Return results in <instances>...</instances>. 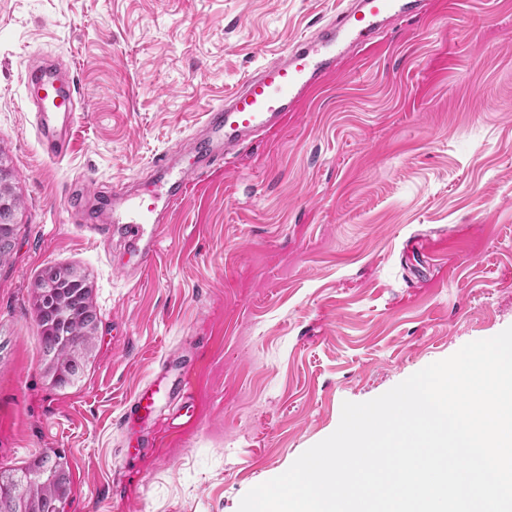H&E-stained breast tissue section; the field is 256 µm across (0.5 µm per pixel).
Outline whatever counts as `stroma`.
Returning <instances> with one entry per match:
<instances>
[{"mask_svg": "<svg viewBox=\"0 0 512 512\" xmlns=\"http://www.w3.org/2000/svg\"><path fill=\"white\" fill-rule=\"evenodd\" d=\"M338 7L0 0V156L22 201L0 262V471L64 453V512H238L344 402L512 326V0H426L391 23L191 186L146 270L125 272L113 188ZM39 55L77 85L58 161L25 95ZM79 189L97 228L67 209ZM63 265L89 279L98 325L59 387L36 283ZM144 389L155 405L123 419Z\"/></svg>", "mask_w": 512, "mask_h": 512, "instance_id": "obj_1", "label": "stroma"}]
</instances>
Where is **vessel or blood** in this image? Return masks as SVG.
<instances>
[{
	"instance_id": "1",
	"label": "vessel or blood",
	"mask_w": 512,
	"mask_h": 512,
	"mask_svg": "<svg viewBox=\"0 0 512 512\" xmlns=\"http://www.w3.org/2000/svg\"><path fill=\"white\" fill-rule=\"evenodd\" d=\"M422 4L423 0H344L328 24L292 42L206 112L202 132L181 147L189 157L187 165L178 164L169 153L156 155L140 187L112 200V221L120 225L140 261H148L155 252L160 215L173 214L201 171L237 152L244 142L280 126L288 113L300 110L307 93L336 75L346 57L375 44L391 21L418 12ZM27 83L39 142L49 158L63 157L77 109L75 83L51 64L32 69Z\"/></svg>"
}]
</instances>
